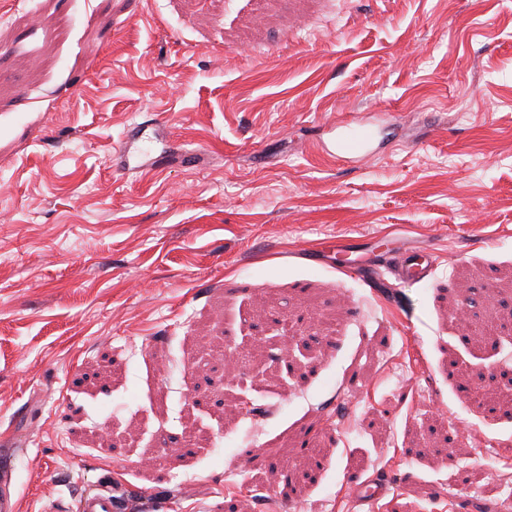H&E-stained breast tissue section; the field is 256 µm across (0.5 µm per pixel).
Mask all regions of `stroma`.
<instances>
[{
    "label": "stroma",
    "mask_w": 512,
    "mask_h": 512,
    "mask_svg": "<svg viewBox=\"0 0 512 512\" xmlns=\"http://www.w3.org/2000/svg\"><path fill=\"white\" fill-rule=\"evenodd\" d=\"M35 3L0 0L19 512L106 473L127 512H512V412L457 394L512 385V0ZM372 236L432 280L301 257ZM345 126L346 132L336 139L333 148L328 149V153L350 163L367 161L374 154V150L371 149L372 133L355 121L346 123ZM393 253L389 261L379 263L367 258L343 271L386 296L399 286L426 282L434 275L436 256L432 250L403 244L395 245Z\"/></svg>",
    "instance_id": "35a3bbf8"
}]
</instances>
